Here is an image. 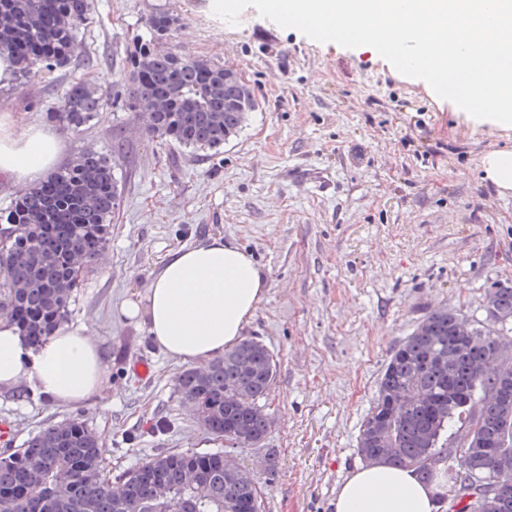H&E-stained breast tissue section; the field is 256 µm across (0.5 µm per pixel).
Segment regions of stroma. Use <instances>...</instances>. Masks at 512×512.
I'll return each mask as SVG.
<instances>
[{
    "label": "stroma",
    "instance_id": "1",
    "mask_svg": "<svg viewBox=\"0 0 512 512\" xmlns=\"http://www.w3.org/2000/svg\"><path fill=\"white\" fill-rule=\"evenodd\" d=\"M160 12L180 19L169 51L235 69L254 93L255 111L219 148L150 140L126 102L134 45ZM93 54L110 66H84ZM77 82L102 89L106 104L80 131L62 132L60 164L88 150L111 155L121 202L63 326L95 342L108 383L78 407L1 386L10 432L0 450L74 418L100 437L113 476L164 451L223 447L175 389L186 362L122 313L126 300L145 298L170 252L221 236L268 276L244 334L277 361L275 428L238 460L261 489V512H330L362 463L359 428L398 343L446 307L489 325L488 290L512 285V194L500 195L481 165L512 148V130L476 122L370 47L315 42L252 7L233 27L211 0H92L70 63L0 86V113L51 126ZM138 360L151 377L134 371Z\"/></svg>",
    "mask_w": 512,
    "mask_h": 512
}]
</instances>
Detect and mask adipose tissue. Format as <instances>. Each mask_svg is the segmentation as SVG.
I'll return each instance as SVG.
<instances>
[{"label":"adipose tissue","mask_w":512,"mask_h":512,"mask_svg":"<svg viewBox=\"0 0 512 512\" xmlns=\"http://www.w3.org/2000/svg\"><path fill=\"white\" fill-rule=\"evenodd\" d=\"M62 140L53 130L0 113V176L29 186L57 167ZM268 288L252 256L222 237L168 254L144 302L125 314L144 318L156 346L183 361L223 355L241 338ZM28 381L46 399L87 403L107 384L103 355L83 332L59 329L41 347L0 323V386ZM443 488L411 467L366 463L336 490L332 512H437Z\"/></svg>","instance_id":"ef3b65f1"}]
</instances>
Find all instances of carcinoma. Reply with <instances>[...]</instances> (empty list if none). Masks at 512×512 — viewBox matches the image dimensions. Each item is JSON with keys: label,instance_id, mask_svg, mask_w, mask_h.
<instances>
[{"label": "carcinoma", "instance_id": "carcinoma-1", "mask_svg": "<svg viewBox=\"0 0 512 512\" xmlns=\"http://www.w3.org/2000/svg\"><path fill=\"white\" fill-rule=\"evenodd\" d=\"M90 0H0V51L11 52L19 72L39 64L62 67L90 15ZM178 16L158 13L150 34L171 35ZM129 105L153 110L147 135L185 148L217 149L224 133L243 124L248 93L224 82V68L181 53H157L144 43L126 83ZM105 103L95 87L77 83L66 92L54 118L76 131ZM120 201L112 158L84 152L73 165L28 189L0 212L14 230L7 275L0 281V320L16 326L36 346L65 318L75 288V269L94 265L108 240ZM493 307L512 313V287L492 295ZM456 311L426 315L393 350L364 418L358 453L366 462L414 466L427 482L444 465L447 510L512 512L487 487L470 481L512 483V409L480 402L484 391L512 384V364L496 352L495 335L475 325L473 336L451 335ZM274 356L257 337L241 340L203 370L186 369L175 388L201 408L206 431L242 435L239 447L260 445L267 436L269 396L277 372ZM247 397L252 409L228 403ZM476 414L481 432H469ZM104 450L98 437L77 419L50 426L24 447L0 455V512H224V503L254 504L261 490L242 468L224 473V450L195 456L160 453L109 480L102 475Z\"/></svg>", "mask_w": 512, "mask_h": 512}]
</instances>
